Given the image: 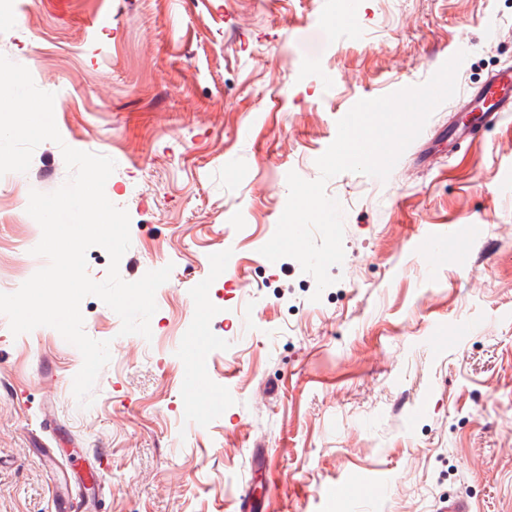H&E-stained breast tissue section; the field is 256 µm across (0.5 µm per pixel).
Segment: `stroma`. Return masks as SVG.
<instances>
[{
	"label": "stroma",
	"instance_id": "35a3bbf8",
	"mask_svg": "<svg viewBox=\"0 0 512 512\" xmlns=\"http://www.w3.org/2000/svg\"><path fill=\"white\" fill-rule=\"evenodd\" d=\"M18 2L0 44L54 93L62 137L35 149L53 174L33 189L66 182L63 147L111 157L121 277L172 272L147 339L82 301L111 353L87 408L78 349L46 326L13 336L0 314V512H240L252 479L267 512H512V119L455 139L450 99L387 180L330 179L344 262L320 301L298 261L260 253L288 173L319 177L359 100L461 50L459 93L512 68V0H141L135 16L123 0ZM33 189L0 176V292L47 264Z\"/></svg>",
	"mask_w": 512,
	"mask_h": 512
}]
</instances>
